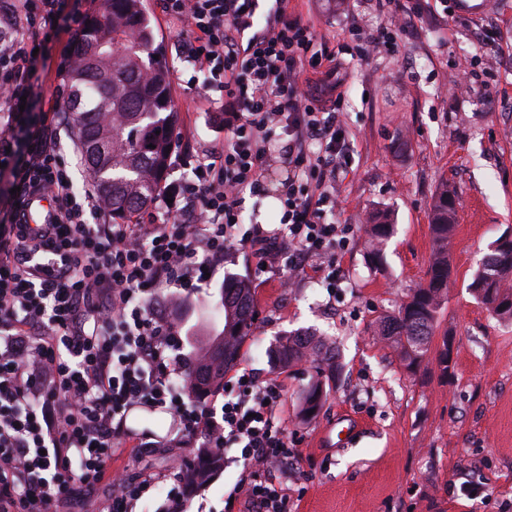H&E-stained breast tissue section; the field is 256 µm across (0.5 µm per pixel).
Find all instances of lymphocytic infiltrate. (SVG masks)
<instances>
[{
	"mask_svg": "<svg viewBox=\"0 0 512 512\" xmlns=\"http://www.w3.org/2000/svg\"><path fill=\"white\" fill-rule=\"evenodd\" d=\"M181 55L223 85L232 107L224 145L202 153L176 185L182 213L160 224H113L91 187L76 189L58 154L60 100L29 122L40 51L62 0H9L0 9V512H55L77 488L112 484L105 512H137L158 485L164 512H184L181 473L126 481L112 462L130 446V410L172 413L184 437L235 450L231 491L253 512H291L269 465L297 455L280 415L285 386L234 372L221 409L186 404L182 340L162 290L195 288L244 249L255 267L300 273L336 262L345 227L327 221L336 172L350 152L343 81L333 54L311 55L315 35L293 0H162ZM288 166L280 225H244L243 194L265 191L272 159ZM49 195L51 223L24 222L30 196Z\"/></svg>",
	"mask_w": 512,
	"mask_h": 512,
	"instance_id": "1",
	"label": "lymphocytic infiltrate"
}]
</instances>
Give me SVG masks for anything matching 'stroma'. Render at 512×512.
Wrapping results in <instances>:
<instances>
[{
	"instance_id": "35a3bbf8",
	"label": "stroma",
	"mask_w": 512,
	"mask_h": 512,
	"mask_svg": "<svg viewBox=\"0 0 512 512\" xmlns=\"http://www.w3.org/2000/svg\"><path fill=\"white\" fill-rule=\"evenodd\" d=\"M155 43L175 74L176 124L187 131L166 181L189 175L201 152L224 141V90L178 58V32L158 0H141ZM316 47L342 61L341 110L352 145L336 176V220L351 227L336 252L342 283L328 292L326 271L278 275L250 267L232 252L210 287L188 298L189 334L222 331L212 317L225 283L245 279L254 292L256 321L237 369L279 375L289 439L300 454L289 468L273 467L294 512H512V320L491 315L469 291L490 244L512 233V0L473 20L449 17L440 0H301ZM409 25L397 52L363 60L353 23ZM76 37L61 23L47 45L45 98L67 93L64 53ZM457 195L451 282L430 351L416 371L375 341L377 319L392 313L425 280L432 252L430 205L441 185ZM391 212L394 232L382 269L365 259L363 226L376 209ZM313 330L327 335L340 369L319 413L300 418L305 365L274 369L265 351L279 335ZM454 342L449 370L439 365L444 337ZM129 412L128 430L146 453L113 466L134 480L146 472L192 462L200 439L178 440L172 414L157 411L164 428ZM243 471L232 464L216 475L186 512H224V494Z\"/></svg>"
}]
</instances>
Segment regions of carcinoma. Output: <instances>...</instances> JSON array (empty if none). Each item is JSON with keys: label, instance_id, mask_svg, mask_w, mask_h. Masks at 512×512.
Masks as SVG:
<instances>
[{"label": "carcinoma", "instance_id": "1", "mask_svg": "<svg viewBox=\"0 0 512 512\" xmlns=\"http://www.w3.org/2000/svg\"><path fill=\"white\" fill-rule=\"evenodd\" d=\"M74 57L66 112L77 130L79 148L89 136L101 144V153L85 155L83 160L112 218L129 221L160 195L175 115L165 59L153 47L140 0H101L99 11L76 37ZM455 220V194L443 185L431 205L433 250L425 281L396 311L376 321V335L398 352L409 370L427 355L448 292ZM390 232L388 213L370 216L367 260L375 268L382 265L383 244ZM469 290L492 314L512 319V308L499 307L512 298V248L490 250L473 273ZM216 307L224 313V330L201 339L189 357L184 395L192 404L224 389V371L237 361L254 325L252 288L245 282L223 289ZM272 360L283 368L310 362L319 379L303 392L300 415L306 418L310 411H319L326 386L338 370L333 348L320 337L295 333L279 340ZM222 467L224 457L200 448L185 469V478L203 483Z\"/></svg>", "mask_w": 512, "mask_h": 512}]
</instances>
